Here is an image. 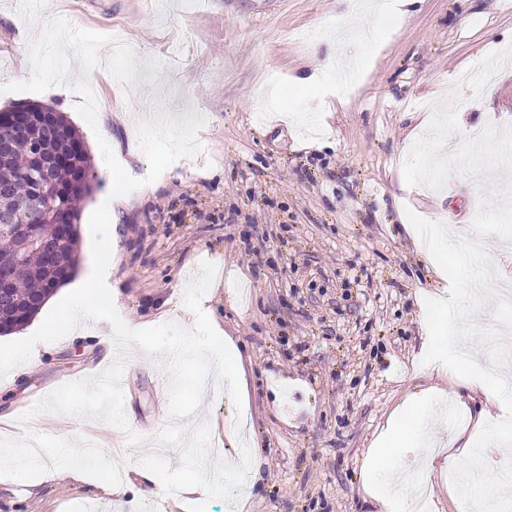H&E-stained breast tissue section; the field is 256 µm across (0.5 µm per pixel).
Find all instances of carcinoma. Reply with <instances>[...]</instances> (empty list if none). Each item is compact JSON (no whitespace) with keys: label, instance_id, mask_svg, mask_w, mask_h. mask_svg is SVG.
Wrapping results in <instances>:
<instances>
[{"label":"carcinoma","instance_id":"cac0c4a2","mask_svg":"<svg viewBox=\"0 0 512 512\" xmlns=\"http://www.w3.org/2000/svg\"><path fill=\"white\" fill-rule=\"evenodd\" d=\"M16 127H0V214L27 225L23 236L0 232V270L13 276L0 293V334L16 331L79 269V210L92 192L83 138L61 112L13 108Z\"/></svg>","mask_w":512,"mask_h":512}]
</instances>
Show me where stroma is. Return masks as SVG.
Masks as SVG:
<instances>
[{
  "mask_svg": "<svg viewBox=\"0 0 512 512\" xmlns=\"http://www.w3.org/2000/svg\"><path fill=\"white\" fill-rule=\"evenodd\" d=\"M348 10V0H162L151 10L143 0H0V84L30 78V39L45 19L62 16L85 30H123L148 90L121 95L117 80L92 71L93 127L77 111L79 93L0 94V111L30 101L64 113L90 154L95 183L80 204V269L55 299L90 276L88 218L105 202L106 281L127 325L191 324L185 290L202 261L214 263L210 307L239 348L249 440L263 459L250 489L225 471V456L209 455L216 443L236 452L227 431L234 407L215 385L171 427V447L156 457L157 426L170 420L169 357L136 348L121 381L129 431L66 413L25 418L28 402L93 377L112 332L107 322H86L0 384V445L40 439L51 471L37 485L27 468L0 474V512H375L361 462L410 394L459 396L467 424L434 427L446 456L477 433L487 397L415 368L442 278L408 227L452 224L476 249L508 239L492 258L496 274L512 279V196L504 194L512 189V0H416L395 26L369 16L357 35ZM304 31L317 39L301 42ZM340 54L360 61L350 92L327 77L298 86ZM271 74L286 88L275 104ZM156 109L177 119L202 114L201 151L111 198L98 138L130 176L144 178L137 119ZM305 112L320 113L319 123L300 124ZM430 123L457 141V160L439 165L418 147ZM476 127L493 142L492 158L472 150ZM132 432L141 444H130ZM90 438L102 461L123 469L121 495L73 480ZM146 466L154 482L138 477ZM469 473V461L436 460L429 496L437 512H456L450 493ZM190 482L210 485V495L184 493Z\"/></svg>",
  "mask_w": 512,
  "mask_h": 512,
  "instance_id": "1",
  "label": "stroma"
}]
</instances>
